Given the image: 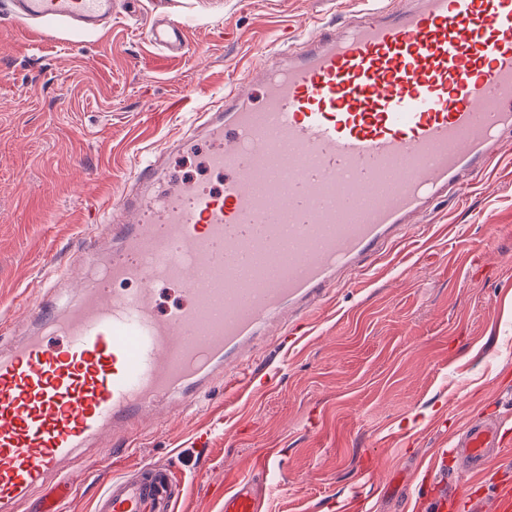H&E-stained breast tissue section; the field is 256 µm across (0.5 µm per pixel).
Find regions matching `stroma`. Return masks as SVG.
Listing matches in <instances>:
<instances>
[{"mask_svg": "<svg viewBox=\"0 0 512 512\" xmlns=\"http://www.w3.org/2000/svg\"><path fill=\"white\" fill-rule=\"evenodd\" d=\"M352 11L350 0H115L103 29L38 35L0 0V324L11 327L0 351L84 234H105L104 206L139 157L283 34ZM165 22L184 25L185 55L148 39ZM427 223L337 289L301 341L259 343L262 385L237 396L216 386L203 411L145 430L130 455L72 462L67 512H94L112 479L149 463L172 464L177 512H224L235 481L263 495L264 512H357L359 496L376 512H420L410 490L453 431L493 398L512 400V162Z\"/></svg>", "mask_w": 512, "mask_h": 512, "instance_id": "35a3bbf8", "label": "stroma"}]
</instances>
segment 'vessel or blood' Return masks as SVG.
I'll return each instance as SVG.
<instances>
[{"label": "vessel or blood", "mask_w": 512, "mask_h": 512, "mask_svg": "<svg viewBox=\"0 0 512 512\" xmlns=\"http://www.w3.org/2000/svg\"><path fill=\"white\" fill-rule=\"evenodd\" d=\"M339 34L313 24L247 65L223 97L153 147L109 209L111 245L92 236V271L60 308L56 287L28 308L34 332L0 355V512L45 485L39 512L74 494L61 466L112 434L134 445L161 402L189 406L216 383L255 386L254 348L271 326L311 321L331 292L363 273L419 216L487 174L512 141V0H359ZM25 24L97 29L113 0H9ZM152 40L186 47L183 25ZM263 87L254 99L253 82ZM204 138L205 190L170 180L166 159ZM187 298L166 314L155 286ZM498 417L452 439L453 486L420 490L428 512H512V485L474 499L471 478L502 456ZM113 479L97 512H175V473L142 465ZM224 512H262L249 486L224 489Z\"/></svg>", "instance_id": "1"}]
</instances>
